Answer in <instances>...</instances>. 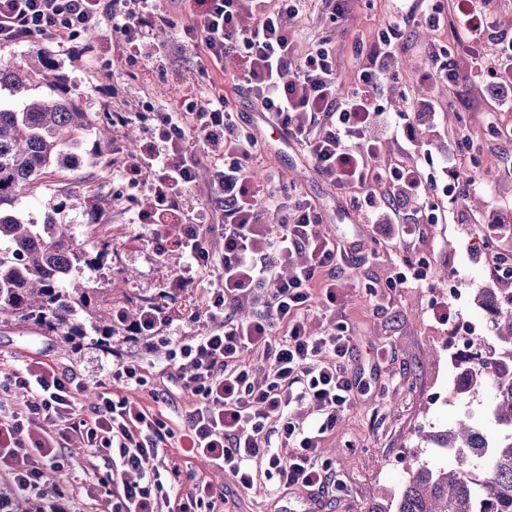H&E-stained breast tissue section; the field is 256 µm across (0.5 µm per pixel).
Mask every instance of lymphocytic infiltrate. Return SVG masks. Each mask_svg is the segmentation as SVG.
<instances>
[{
	"label": "lymphocytic infiltrate",
	"instance_id": "obj_1",
	"mask_svg": "<svg viewBox=\"0 0 512 512\" xmlns=\"http://www.w3.org/2000/svg\"><path fill=\"white\" fill-rule=\"evenodd\" d=\"M192 3L181 25L159 0H127L125 11L112 15L105 0H0L1 46L29 39L73 45L107 17L130 59L143 56L147 36L161 27L195 51L201 94L187 98L183 111L153 112L138 150L128 151L113 138L120 164L112 175L126 188L147 191L138 221L151 226L155 247L167 242L160 217L178 218L179 246L189 262L166 292L179 294L195 277L206 278L211 319L203 335L170 340L159 374L190 400L178 431L162 413L127 396V389L149 386L156 374L121 353H113L85 417L75 410L82 389L77 375L37 359L7 374L6 385L31 396L18 410L0 415V477L13 492H40L68 470L62 442L73 435L90 457L108 463L102 486L111 492L112 512H218L224 492L196 476L198 460L230 472L244 489L261 472L285 493H322L335 486L336 471L318 448L356 396L358 385L348 374L351 335L341 323L311 333L307 320L313 309L340 304L338 280L369 256L357 244L322 233L323 215L310 198L276 186L274 175L254 174L263 147L253 117L287 130L317 174L405 250L423 225L444 218L439 200L456 197L461 176L438 183L428 151L418 161L379 158L382 139L407 133L417 112L412 106L393 116L379 102L382 81L398 77L393 61L403 27L420 21L439 31L456 17L469 71L449 63L447 46L433 43L423 81L453 88L470 75L512 93V27L488 12L486 0H452L447 6L413 0L390 15L376 40H355L359 64L347 92L338 82L333 48L323 42L299 48L290 21L304 0ZM229 58L239 63L233 85L248 96L252 113L229 108L210 75ZM206 157L210 203L182 212V199ZM405 200L414 202L412 212L403 211ZM216 236L223 240L219 252L211 247ZM243 305L251 315L240 320L236 310ZM247 351L262 355L260 368L244 361ZM297 401L308 402L311 421L294 418L290 408ZM173 443L182 464L163 457Z\"/></svg>",
	"mask_w": 512,
	"mask_h": 512
}]
</instances>
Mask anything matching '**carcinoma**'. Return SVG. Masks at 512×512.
I'll use <instances>...</instances> for the list:
<instances>
[{
  "instance_id": "carcinoma-1",
  "label": "carcinoma",
  "mask_w": 512,
  "mask_h": 512,
  "mask_svg": "<svg viewBox=\"0 0 512 512\" xmlns=\"http://www.w3.org/2000/svg\"><path fill=\"white\" fill-rule=\"evenodd\" d=\"M38 84L49 92L29 94ZM0 87L22 98L19 110L0 105V323L35 327L59 337L71 350L89 338L110 351L112 338L133 335L138 312L157 301L119 299L112 295V281L89 277L112 255V240L91 247L77 241L64 219L75 208L70 188L59 190L45 206L36 205L35 198L50 167H69L70 152L90 160L98 154L100 142L87 140L94 115L82 111L71 95L70 79L48 42L18 61L0 64ZM474 304L493 314L503 356L467 366L461 390L473 395L482 389L486 380L480 367L511 376L496 390L490 407L500 433L488 436L468 416L452 429L422 438L438 448L487 453V481L477 493L460 463L439 469L422 466L409 475L394 512H512V306H501L495 288L479 289ZM12 512L46 510L44 504L17 494Z\"/></svg>"
}]
</instances>
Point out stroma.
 Returning <instances> with one entry per match:
<instances>
[{"label": "stroma", "instance_id": "stroma-1", "mask_svg": "<svg viewBox=\"0 0 512 512\" xmlns=\"http://www.w3.org/2000/svg\"><path fill=\"white\" fill-rule=\"evenodd\" d=\"M396 8L394 0H353L345 19L327 20L321 0L300 12L291 22L300 48L326 41L336 51L338 78L350 87L357 67L352 54L356 38L375 39L384 20ZM461 30L449 23L441 31L422 24L407 26L399 45L403 83L385 87L382 102L389 111L404 109L406 98L434 101L436 109L415 122L413 137L418 143L433 146L435 168L448 158V137L467 129L475 147L477 172L485 182L482 190H468L456 214L460 223L431 224L424 240L414 245L415 258L426 259L425 280L407 288H389L385 281L395 270L399 250L387 241H376L373 229L352 209L345 197L336 195L313 170L301 152L287 141L267 135L257 174L274 172L288 189L302 191L323 208V233L338 240L365 244L375 256L340 280L344 304L333 311H314L309 316L312 331L347 323L353 332V352L349 371L359 385L352 405L344 411L334 431L327 434L321 450L330 460L341 486L324 493V512H370L372 506L388 505L396 499L411 472L422 465L443 466L433 449L418 446L414 433L426 428L438 431L450 426L464 412L481 415L482 427L495 433V423L484 411L493 399L491 388L476 396L458 390L460 360L467 352L458 331L477 322H491L486 311L477 308L474 296L481 288L501 287L502 281L489 260L473 262L466 248L472 237L471 225H512V140L493 136L492 128L512 122V107L498 109L500 94L492 88L462 84L455 91L443 85L420 83L429 67L421 45L442 41L455 46ZM149 59L130 63L120 37L97 45L89 56L63 54V72L76 85L84 111L103 114L109 111L143 112L149 107L179 112L186 98L197 94L199 75L196 58L185 55L170 30H157L148 37ZM111 168L105 161L82 167L73 183L75 191L104 209L97 238L111 239L112 266L129 273L124 283L130 296L160 297L168 280L185 264L177 246L158 253L144 225L136 215L147 201L145 191H137L135 203L114 200L116 191L106 175ZM207 290L191 288L166 301L168 322L159 336L140 342L113 341L114 351L124 360L153 363L164 367L165 336L186 339L205 333L210 324ZM447 303L450 318L446 323L431 315L433 303ZM45 361L56 370L76 372L83 384L78 396L81 412H88L105 371L112 365L111 353H104L93 342L78 351L66 349L58 337L15 324H0V373L22 368L28 359ZM72 466L52 479L55 489L72 491L69 512H112L107 495L88 498L86 488L105 477L103 460L87 459L69 441ZM201 476L218 481L224 489V512H275V481L259 478L253 488H239L230 474H217L204 463H197Z\"/></svg>", "mask_w": 512, "mask_h": 512}]
</instances>
